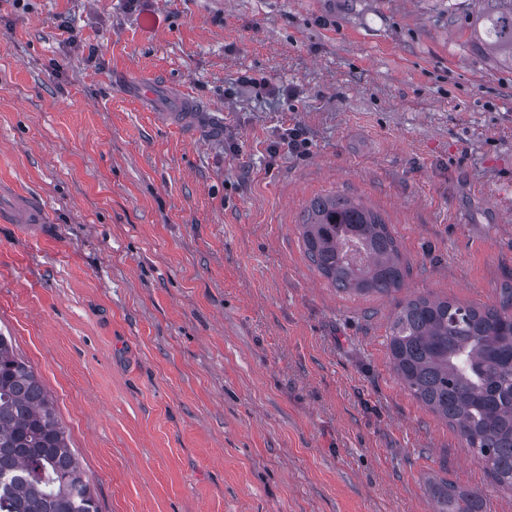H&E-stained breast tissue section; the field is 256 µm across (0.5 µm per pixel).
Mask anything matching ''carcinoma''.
<instances>
[{"instance_id": "obj_1", "label": "carcinoma", "mask_w": 512, "mask_h": 512, "mask_svg": "<svg viewBox=\"0 0 512 512\" xmlns=\"http://www.w3.org/2000/svg\"><path fill=\"white\" fill-rule=\"evenodd\" d=\"M483 22L492 48L512 65V0H484ZM301 227L307 256L336 290H401L406 265L377 213L343 196L318 197ZM389 352L403 387L456 430L493 490L512 492V285L491 306L400 300ZM0 512H99L55 401L2 335ZM433 512H491V501L481 490L444 481L434 489Z\"/></svg>"}]
</instances>
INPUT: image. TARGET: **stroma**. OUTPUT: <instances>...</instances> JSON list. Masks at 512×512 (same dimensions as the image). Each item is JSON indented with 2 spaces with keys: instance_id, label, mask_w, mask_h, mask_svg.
Segmentation results:
<instances>
[{
  "instance_id": "obj_1",
  "label": "stroma",
  "mask_w": 512,
  "mask_h": 512,
  "mask_svg": "<svg viewBox=\"0 0 512 512\" xmlns=\"http://www.w3.org/2000/svg\"><path fill=\"white\" fill-rule=\"evenodd\" d=\"M481 8L0 0V184L55 227L0 222V334L100 512H431L429 480L487 488L388 350L399 298L491 306L512 282V69ZM174 88L219 127L162 120ZM334 194L387 224L399 295L337 292L307 258ZM3 222L16 224L27 235L34 233L36 239H47L53 234L50 224H45L44 208L40 198L18 194L8 220Z\"/></svg>"
}]
</instances>
